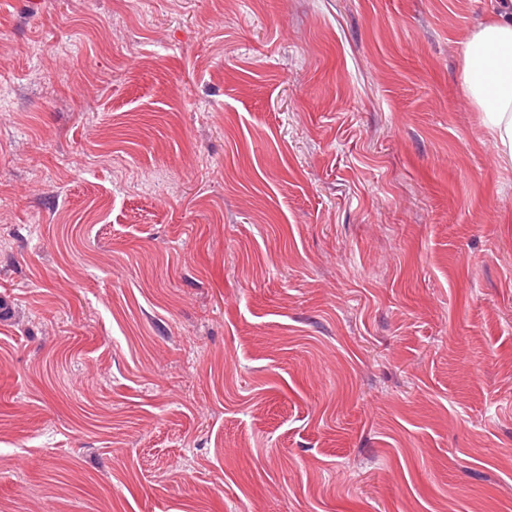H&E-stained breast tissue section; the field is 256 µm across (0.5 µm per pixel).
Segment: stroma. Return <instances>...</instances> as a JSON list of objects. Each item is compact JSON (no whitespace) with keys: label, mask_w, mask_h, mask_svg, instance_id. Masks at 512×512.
<instances>
[{"label":"stroma","mask_w":512,"mask_h":512,"mask_svg":"<svg viewBox=\"0 0 512 512\" xmlns=\"http://www.w3.org/2000/svg\"><path fill=\"white\" fill-rule=\"evenodd\" d=\"M0 0V512H512L488 0Z\"/></svg>","instance_id":"35a3bbf8"}]
</instances>
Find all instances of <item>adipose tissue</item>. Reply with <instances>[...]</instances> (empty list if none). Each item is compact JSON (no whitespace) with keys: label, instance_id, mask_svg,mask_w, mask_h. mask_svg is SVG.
Returning <instances> with one entry per match:
<instances>
[{"label":"adipose tissue","instance_id":"adipose-tissue-1","mask_svg":"<svg viewBox=\"0 0 512 512\" xmlns=\"http://www.w3.org/2000/svg\"><path fill=\"white\" fill-rule=\"evenodd\" d=\"M459 81L492 131L501 163L512 165V0H491L490 20L468 38Z\"/></svg>","mask_w":512,"mask_h":512}]
</instances>
